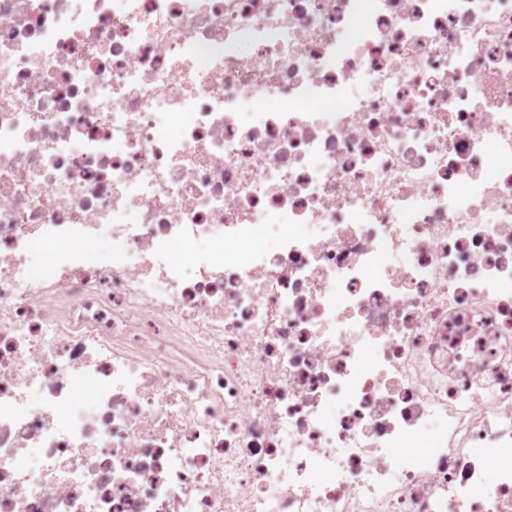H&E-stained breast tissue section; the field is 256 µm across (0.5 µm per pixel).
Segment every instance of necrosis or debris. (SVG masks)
<instances>
[{
	"label": "necrosis or debris",
	"mask_w": 512,
	"mask_h": 512,
	"mask_svg": "<svg viewBox=\"0 0 512 512\" xmlns=\"http://www.w3.org/2000/svg\"><path fill=\"white\" fill-rule=\"evenodd\" d=\"M0 512H512V0H0Z\"/></svg>",
	"instance_id": "necrosis-or-debris-1"
}]
</instances>
